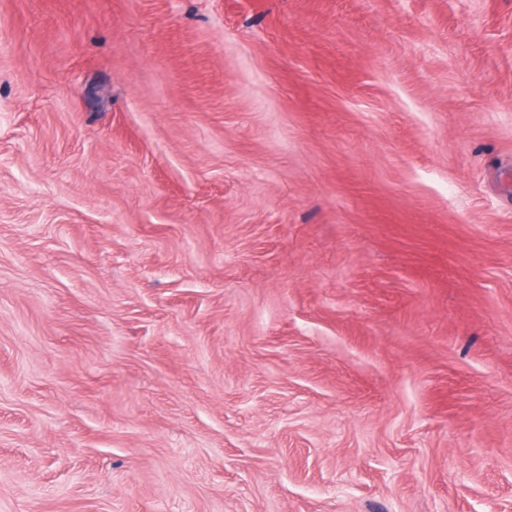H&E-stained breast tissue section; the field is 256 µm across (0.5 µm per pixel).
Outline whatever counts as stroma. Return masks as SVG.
<instances>
[{"label":"stroma","mask_w":512,"mask_h":512,"mask_svg":"<svg viewBox=\"0 0 512 512\" xmlns=\"http://www.w3.org/2000/svg\"><path fill=\"white\" fill-rule=\"evenodd\" d=\"M0 512H512V0H0Z\"/></svg>","instance_id":"stroma-1"}]
</instances>
